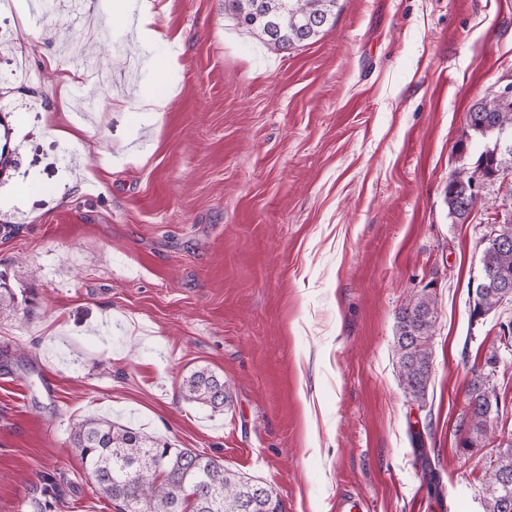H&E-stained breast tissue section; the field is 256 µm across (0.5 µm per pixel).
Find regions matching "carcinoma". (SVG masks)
Listing matches in <instances>:
<instances>
[{
  "label": "carcinoma",
  "mask_w": 512,
  "mask_h": 512,
  "mask_svg": "<svg viewBox=\"0 0 512 512\" xmlns=\"http://www.w3.org/2000/svg\"><path fill=\"white\" fill-rule=\"evenodd\" d=\"M338 0H224V11L237 24L259 35L275 50H287L317 40L334 25ZM468 126L483 142L474 170L454 171L445 199L453 221L465 223L477 200L470 192L477 174L489 176L512 170V140H500L501 131L512 134V98L489 93L472 105ZM506 245H485L481 264L485 281L478 282L470 307L489 314L502 296L498 280L512 281V220L502 223ZM438 308L432 293L412 297L396 314L394 354L401 388L411 401L425 400L432 370V352L426 342L434 335ZM182 397L220 412L232 396L224 380L205 368L186 376ZM497 388L491 374L474 372L465 390L466 411L458 425L465 434H484L499 417ZM72 445L91 472L96 491L122 503L121 512H284L272 487L224 468L212 457L167 442L106 418H87L73 427ZM485 512H512V440L499 446L485 471Z\"/></svg>",
  "instance_id": "obj_1"
}]
</instances>
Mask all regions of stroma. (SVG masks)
<instances>
[{
    "mask_svg": "<svg viewBox=\"0 0 512 512\" xmlns=\"http://www.w3.org/2000/svg\"><path fill=\"white\" fill-rule=\"evenodd\" d=\"M162 40L141 45L109 5L50 19L0 14V34L36 27L0 103L35 101L0 129V275L23 298L0 314V512H119L71 444L104 417L259 478L285 512H484V461L512 440V354L499 314L470 322L497 188L463 224L444 201L471 166L466 113L512 81V0H339L333 27L290 50L237 26L224 0H154ZM103 74L67 90L65 141L44 126L74 48ZM176 66H167L169 55ZM170 109H138L158 89ZM73 150L64 163L62 145ZM437 299L425 402L405 397L395 315ZM504 405L475 447L456 426L473 370ZM206 368L233 402H187ZM426 449L431 471L418 460Z\"/></svg>",
    "mask_w": 512,
    "mask_h": 512,
    "instance_id": "1",
    "label": "stroma"
}]
</instances>
